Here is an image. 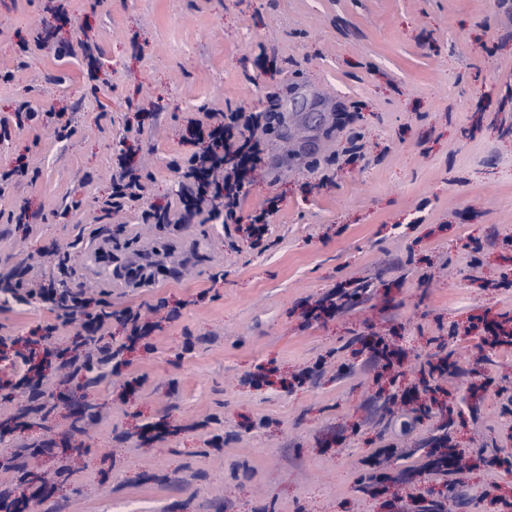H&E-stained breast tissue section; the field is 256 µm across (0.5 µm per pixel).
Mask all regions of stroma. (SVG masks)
Segmentation results:
<instances>
[{"label": "stroma", "instance_id": "obj_1", "mask_svg": "<svg viewBox=\"0 0 512 512\" xmlns=\"http://www.w3.org/2000/svg\"><path fill=\"white\" fill-rule=\"evenodd\" d=\"M273 104L257 244L189 212L182 170L190 120ZM3 119L0 275L56 282L66 253L89 296L157 323L133 344L113 323L118 374L54 385L47 419L17 425L6 390L0 452L50 443L34 483L72 469L32 512H508L512 348L483 324L512 319V0H0ZM121 155L145 192L108 217ZM108 225L117 259L164 248L181 278L86 275ZM54 321L0 302V335ZM442 440L470 469H434Z\"/></svg>", "mask_w": 512, "mask_h": 512}]
</instances>
